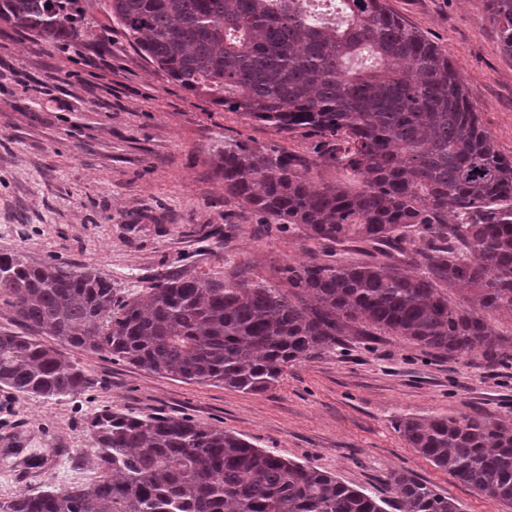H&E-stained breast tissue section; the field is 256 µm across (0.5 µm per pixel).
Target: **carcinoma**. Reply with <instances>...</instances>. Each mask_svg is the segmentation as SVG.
I'll use <instances>...</instances> for the list:
<instances>
[{
  "instance_id": "carcinoma-1",
  "label": "carcinoma",
  "mask_w": 512,
  "mask_h": 512,
  "mask_svg": "<svg viewBox=\"0 0 512 512\" xmlns=\"http://www.w3.org/2000/svg\"><path fill=\"white\" fill-rule=\"evenodd\" d=\"M54 0H0V21L49 43L79 35ZM145 59L229 112L318 137L315 185L298 155L224 141V193L263 224L362 255L287 264L276 279L227 269L162 277L124 299L89 268L0 253V306L72 347L199 384L254 393L288 367L380 332L448 358L512 359L491 320L512 314V158L480 125L463 77L384 0H340L344 24L303 0H106ZM512 57V0H488ZM457 291L455 301L450 292ZM0 386L46 400L92 387L57 350L0 332ZM101 473L90 487L20 493L0 512H384L367 494L191 419L103 409L87 420ZM436 467L512 501V426L471 416L405 418ZM400 512H462L393 473Z\"/></svg>"
}]
</instances>
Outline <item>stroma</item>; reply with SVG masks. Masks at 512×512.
<instances>
[{"mask_svg": "<svg viewBox=\"0 0 512 512\" xmlns=\"http://www.w3.org/2000/svg\"><path fill=\"white\" fill-rule=\"evenodd\" d=\"M78 52L0 22V252L94 269L125 296L163 276L230 265L275 278L320 255L301 233L259 223L224 193L214 156L225 140L259 143L319 165L316 138L277 132L194 94L147 62L105 0H79ZM463 76L483 129L512 157V58L486 0H386ZM93 380L83 395L45 401L0 387V501L83 485L98 460L86 421L112 408L193 419L317 468L376 501L411 474L463 512H512L416 453L401 420L476 415L512 423V360L442 359L397 336H347L288 367L262 393L156 374L47 338Z\"/></svg>", "mask_w": 512, "mask_h": 512, "instance_id": "35a3bbf8", "label": "stroma"}]
</instances>
